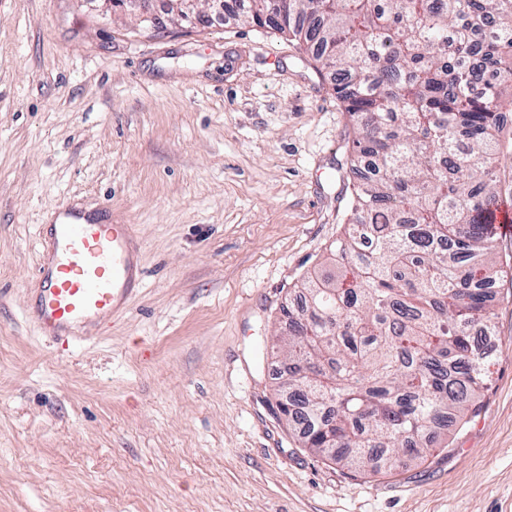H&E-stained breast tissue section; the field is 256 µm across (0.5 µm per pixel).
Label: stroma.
<instances>
[{"label": "stroma", "instance_id": "1", "mask_svg": "<svg viewBox=\"0 0 512 512\" xmlns=\"http://www.w3.org/2000/svg\"><path fill=\"white\" fill-rule=\"evenodd\" d=\"M353 121L297 42L0 0V512H512V281L482 407L352 475L272 403L271 351L350 218ZM132 225L143 284L81 344L28 314L57 208Z\"/></svg>", "mask_w": 512, "mask_h": 512}]
</instances>
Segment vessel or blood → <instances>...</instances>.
Segmentation results:
<instances>
[{
    "label": "vessel or blood",
    "mask_w": 512,
    "mask_h": 512,
    "mask_svg": "<svg viewBox=\"0 0 512 512\" xmlns=\"http://www.w3.org/2000/svg\"><path fill=\"white\" fill-rule=\"evenodd\" d=\"M41 252L32 317L44 333L81 340L127 305L138 263L132 225L65 211L42 237Z\"/></svg>",
    "instance_id": "b4317fda"
}]
</instances>
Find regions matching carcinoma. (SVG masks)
<instances>
[{
  "label": "carcinoma",
  "mask_w": 512,
  "mask_h": 512,
  "mask_svg": "<svg viewBox=\"0 0 512 512\" xmlns=\"http://www.w3.org/2000/svg\"><path fill=\"white\" fill-rule=\"evenodd\" d=\"M247 0L238 18L288 34L354 118L353 224L335 272L301 283L277 337L281 413L304 448L354 473L426 460L489 389L472 330L505 273L489 221L512 154V0Z\"/></svg>",
  "instance_id": "cac0c4a2"
}]
</instances>
